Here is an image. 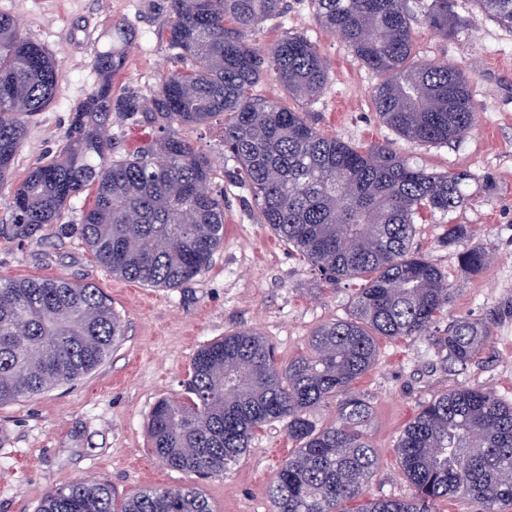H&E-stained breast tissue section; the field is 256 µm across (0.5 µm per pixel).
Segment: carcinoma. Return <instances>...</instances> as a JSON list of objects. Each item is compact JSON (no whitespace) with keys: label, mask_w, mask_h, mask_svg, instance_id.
Listing matches in <instances>:
<instances>
[{"label":"carcinoma","mask_w":512,"mask_h":512,"mask_svg":"<svg viewBox=\"0 0 512 512\" xmlns=\"http://www.w3.org/2000/svg\"><path fill=\"white\" fill-rule=\"evenodd\" d=\"M512 29V0H472ZM323 27L381 76L373 92L379 119L397 135L448 144L477 126L469 77L457 64L416 55L409 0H312ZM287 0H169L168 42L183 68L148 97L112 100V76L126 62L122 26L97 55L102 82L75 111L63 151L36 166L8 203L13 238L61 223L73 199L95 186L80 219L82 241L112 274L153 287L183 285L224 243V193L211 189L210 162L180 129L221 117L234 180L267 224L326 281L361 279L352 317L317 327L307 351L277 362L262 333L239 329L201 347L185 395L153 407L151 452L197 476L221 475L254 433L284 422L295 448L268 488L272 512H345L365 496L378 456L364 434L367 398L353 391L375 365L378 338L427 337L455 297L443 271L411 250L415 218L450 213L469 199L472 175L410 164L389 145L361 149L323 135L306 108L330 81L314 43L289 33L258 50L251 32L285 13ZM451 0H430L424 23L453 32ZM272 79L282 97L255 94ZM60 71L52 54L0 13V184L28 125L53 101ZM140 112L156 132L132 154L112 157L102 136L112 114ZM483 247L458 254L476 274ZM101 289L64 278L0 280V406L70 384L96 369L125 336ZM490 322L460 318L438 339L446 360L467 366L490 342ZM336 401L320 427L318 405ZM412 487L405 498L364 502L359 512H431L460 498L476 512L512 505V404L462 385L435 395L396 445ZM39 512H214L191 486L153 488L117 504L110 486L79 482L53 489Z\"/></svg>","instance_id":"carcinoma-1"}]
</instances>
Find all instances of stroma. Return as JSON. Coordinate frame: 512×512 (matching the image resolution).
<instances>
[{
	"label": "stroma",
	"instance_id": "stroma-1",
	"mask_svg": "<svg viewBox=\"0 0 512 512\" xmlns=\"http://www.w3.org/2000/svg\"><path fill=\"white\" fill-rule=\"evenodd\" d=\"M454 12L459 24L449 38L414 27L420 58L456 63L470 79L479 124L451 144L407 140L379 120L372 101L378 76L317 22L311 0H288L284 15L251 36L255 48L264 49L298 32L319 49L331 80L308 119L324 135L362 149L388 144L412 164L476 177L463 207L446 215L423 213L415 224L413 250L457 290L447 317L426 338L380 339L375 365L355 385L371 404L366 433L378 452V470L367 487L371 498L411 494L394 448L434 395L481 385L512 402V29L479 13L472 0H455ZM0 13L14 17L62 72L52 103L28 127L11 182L0 187V279L62 277L95 285L126 328L117 349L80 381L0 406V512H39L51 489L88 481L111 485L121 499L151 487L191 484L215 512H270V481L293 448L284 423L259 428L243 459L222 475L201 478L153 456L147 430L152 408L159 399L183 394L196 351L225 333L260 331L282 363L303 354L318 326L350 317L361 280L326 282L258 222L250 193L231 177L234 163L224 156L217 123L183 131L210 159L212 187L224 194V243L193 281L154 288L112 276L75 235L45 230L12 241L5 206L29 172L65 146L75 108L98 85L96 55L111 43L114 26L123 25L130 48L124 69L112 79L113 98L132 91L150 96L161 75L181 63L167 40L168 0H0ZM150 133L141 114L113 113L115 158L133 152ZM450 224L468 231L453 246L441 241ZM477 246L494 257L472 275L457 255ZM457 318L487 320L492 329L479 361L465 368L450 364L437 342Z\"/></svg>",
	"mask_w": 512,
	"mask_h": 512
}]
</instances>
